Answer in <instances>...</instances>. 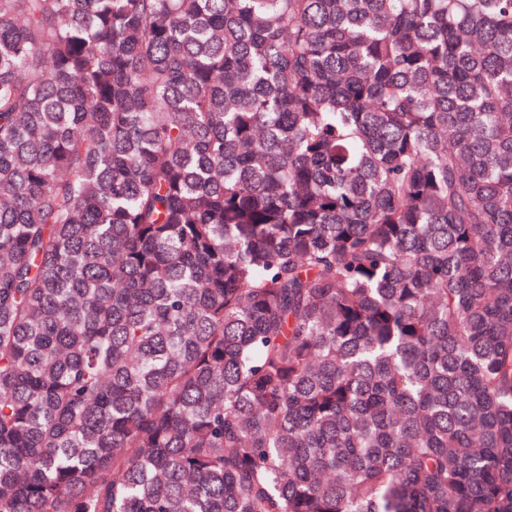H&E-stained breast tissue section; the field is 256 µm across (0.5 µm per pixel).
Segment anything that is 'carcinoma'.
<instances>
[{"label":"carcinoma","mask_w":512,"mask_h":512,"mask_svg":"<svg viewBox=\"0 0 512 512\" xmlns=\"http://www.w3.org/2000/svg\"><path fill=\"white\" fill-rule=\"evenodd\" d=\"M0 512H512V0H0Z\"/></svg>","instance_id":"obj_1"}]
</instances>
